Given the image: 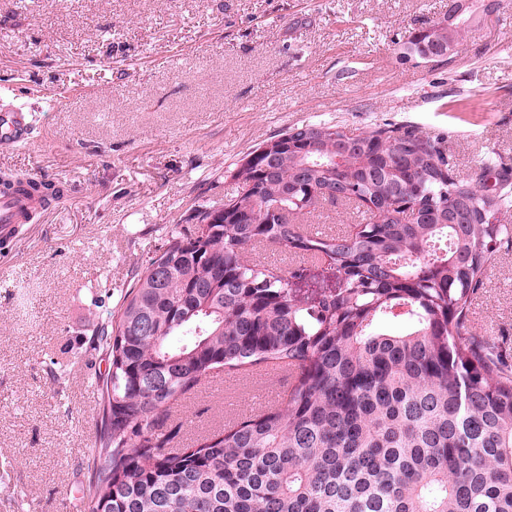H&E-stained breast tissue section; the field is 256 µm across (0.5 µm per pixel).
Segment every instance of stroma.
<instances>
[{
    "label": "stroma",
    "instance_id": "1",
    "mask_svg": "<svg viewBox=\"0 0 512 512\" xmlns=\"http://www.w3.org/2000/svg\"><path fill=\"white\" fill-rule=\"evenodd\" d=\"M448 0H0V103L31 141L0 173L64 196L0 237V512H69L87 484L102 352L75 351L145 257L193 209L221 205L227 169L306 124L386 123L444 136L457 177L488 157L512 174V4L442 61H405ZM95 285L104 307L85 294ZM469 327L512 356V251L489 266ZM256 379L215 376L176 407V446L246 410Z\"/></svg>",
    "mask_w": 512,
    "mask_h": 512
}]
</instances>
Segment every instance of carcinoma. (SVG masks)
<instances>
[{"instance_id":"cac0c4a2","label":"carcinoma","mask_w":512,"mask_h":512,"mask_svg":"<svg viewBox=\"0 0 512 512\" xmlns=\"http://www.w3.org/2000/svg\"><path fill=\"white\" fill-rule=\"evenodd\" d=\"M486 2L404 52L427 62L432 36L458 42ZM292 131L312 148L272 137L273 154L228 170L236 194L172 227L93 332L109 365L75 512H512V361L468 331L512 248V184L493 158L457 178L444 140L412 128ZM460 199L470 223H440ZM336 203L360 213L351 231L298 223ZM257 247L298 264L247 256ZM316 264L335 283L305 297ZM269 366L293 376L280 405L173 446L165 425L204 377Z\"/></svg>"}]
</instances>
